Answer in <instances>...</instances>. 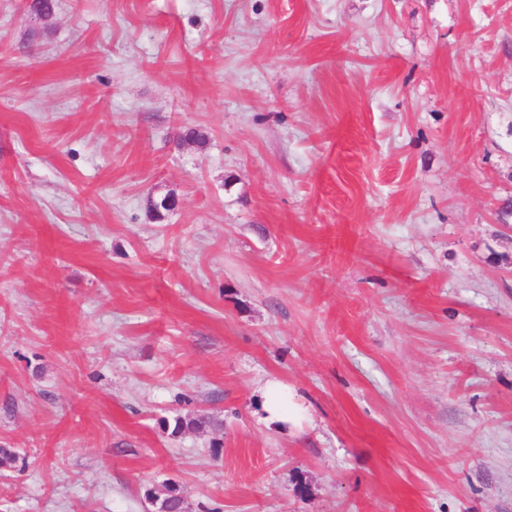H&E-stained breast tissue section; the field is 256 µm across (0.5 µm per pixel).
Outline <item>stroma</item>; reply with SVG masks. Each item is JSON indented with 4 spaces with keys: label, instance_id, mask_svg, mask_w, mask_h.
I'll return each mask as SVG.
<instances>
[{
    "label": "stroma",
    "instance_id": "obj_1",
    "mask_svg": "<svg viewBox=\"0 0 512 512\" xmlns=\"http://www.w3.org/2000/svg\"><path fill=\"white\" fill-rule=\"evenodd\" d=\"M30 2L0 512H512V0ZM265 407L271 419L285 421L288 416V407L281 398L278 387L270 385L265 393Z\"/></svg>",
    "mask_w": 512,
    "mask_h": 512
}]
</instances>
